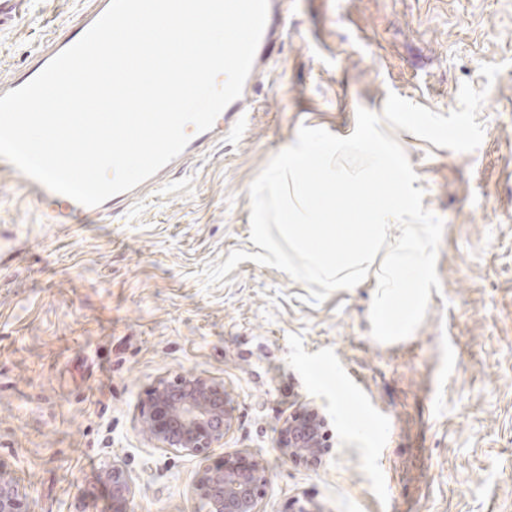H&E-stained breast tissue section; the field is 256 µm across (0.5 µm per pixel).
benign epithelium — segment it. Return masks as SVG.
Here are the masks:
<instances>
[{"label":"benign epithelium","mask_w":512,"mask_h":512,"mask_svg":"<svg viewBox=\"0 0 512 512\" xmlns=\"http://www.w3.org/2000/svg\"><path fill=\"white\" fill-rule=\"evenodd\" d=\"M235 421L234 407L224 382L207 375L160 379L146 392L139 424L156 448L175 450L200 463L194 493L204 512H258L268 484L259 458L237 455L209 462L211 449L224 443ZM332 448L328 421L322 410L309 405L284 421L277 449L287 458L317 466ZM108 486L112 512H131L133 486L126 471L114 464L100 472ZM0 512H29L22 486L0 462Z\"/></svg>","instance_id":"benign-epithelium-1"}]
</instances>
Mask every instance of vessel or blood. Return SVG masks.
<instances>
[{
    "mask_svg": "<svg viewBox=\"0 0 512 512\" xmlns=\"http://www.w3.org/2000/svg\"><path fill=\"white\" fill-rule=\"evenodd\" d=\"M109 5L110 0H99L95 7H82L75 31L65 37L55 34L48 38L38 51L33 63L14 74L9 80L8 89L23 86L35 78L56 55L75 44L104 14ZM278 5L279 0H268L267 22L256 50L250 72L251 77H258L261 68L275 55L280 27ZM250 98V90H243L241 96L221 112L210 130L189 131V142L178 157L132 190L118 193L100 205L88 207V214L102 220L124 214L133 203L143 201L163 190L169 184L171 176L178 170L184 169L190 160L223 142L225 129L236 126L243 118L250 104Z\"/></svg>",
    "mask_w": 512,
    "mask_h": 512,
    "instance_id": "vessel-or-blood-1",
    "label": "vessel or blood"
}]
</instances>
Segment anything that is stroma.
<instances>
[{"instance_id": "1", "label": "stroma", "mask_w": 512, "mask_h": 512, "mask_svg": "<svg viewBox=\"0 0 512 512\" xmlns=\"http://www.w3.org/2000/svg\"><path fill=\"white\" fill-rule=\"evenodd\" d=\"M76 0H23L0 29V83ZM280 53L245 122L106 224H54L44 199L0 167V460L30 512H110L95 470L129 475L132 512H199L195 458L140 434L158 379L223 380L235 423L212 459L263 460L260 512H512V0H282ZM501 64L495 81L479 68ZM487 89L481 145L393 136L443 235L422 324L374 340L373 277L321 303L286 273L244 261L202 272L250 240L249 187L300 127L349 136L388 93L432 111L462 83ZM324 405L334 446L316 468L286 459L284 420Z\"/></svg>"}]
</instances>
